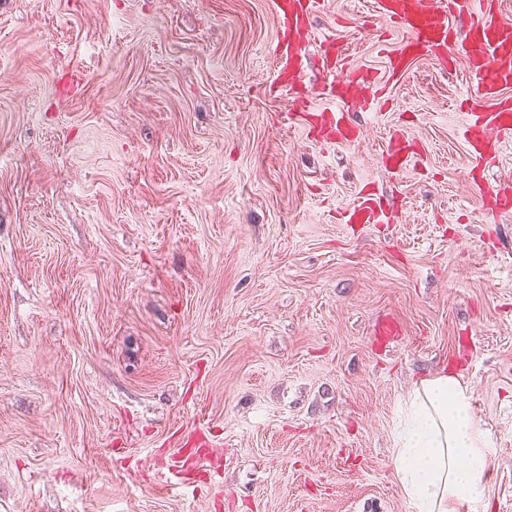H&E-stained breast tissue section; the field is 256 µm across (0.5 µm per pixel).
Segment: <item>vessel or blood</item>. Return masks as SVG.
I'll list each match as a JSON object with an SVG mask.
<instances>
[{"instance_id":"1","label":"vessel or blood","mask_w":512,"mask_h":512,"mask_svg":"<svg viewBox=\"0 0 512 512\" xmlns=\"http://www.w3.org/2000/svg\"><path fill=\"white\" fill-rule=\"evenodd\" d=\"M317 0H278L276 7L281 36L274 48L277 78L287 84L296 77L310 51L329 52L330 40L313 43L308 36L310 18ZM384 20L401 25L405 37L389 58L393 73L407 72L427 55H439L448 62L463 61L477 84V98L467 112L463 135L474 155L492 148L490 132L512 135V100L503 91L512 86V27L495 22L497 0H377ZM473 13L465 38H458L448 17ZM349 224H386L389 214L380 197L361 196L347 209Z\"/></svg>"}]
</instances>
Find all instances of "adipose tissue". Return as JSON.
Listing matches in <instances>:
<instances>
[{"mask_svg":"<svg viewBox=\"0 0 512 512\" xmlns=\"http://www.w3.org/2000/svg\"><path fill=\"white\" fill-rule=\"evenodd\" d=\"M472 392L456 375L441 373L411 390L394 451V467L412 512H487L486 431Z\"/></svg>","mask_w":512,"mask_h":512,"instance_id":"adipose-tissue-1","label":"adipose tissue"}]
</instances>
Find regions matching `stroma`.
I'll return each instance as SVG.
<instances>
[{
    "label": "stroma",
    "mask_w": 512,
    "mask_h": 512,
    "mask_svg": "<svg viewBox=\"0 0 512 512\" xmlns=\"http://www.w3.org/2000/svg\"><path fill=\"white\" fill-rule=\"evenodd\" d=\"M277 86L273 0H0V512H410L405 401L442 371L512 512V142L376 0H320ZM368 74L376 106L331 93ZM341 110L317 141L298 102ZM407 140L410 165L384 162ZM389 224H347L365 188ZM203 439L183 479L170 453Z\"/></svg>",
    "instance_id": "35a3bbf8"
}]
</instances>
